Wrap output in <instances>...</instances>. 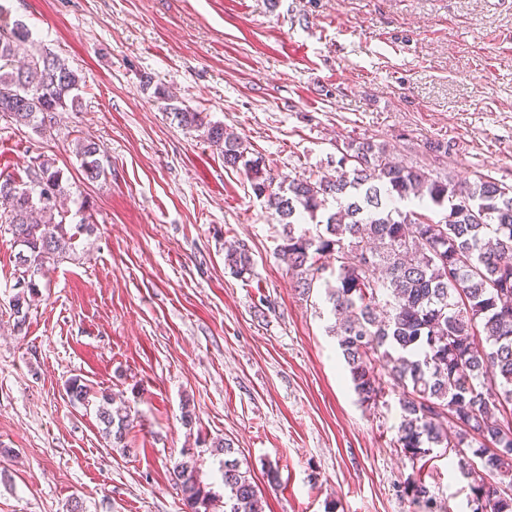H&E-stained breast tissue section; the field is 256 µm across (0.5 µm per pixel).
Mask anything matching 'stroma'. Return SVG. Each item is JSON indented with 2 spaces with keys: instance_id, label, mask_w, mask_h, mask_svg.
I'll return each instance as SVG.
<instances>
[{
  "instance_id": "1",
  "label": "stroma",
  "mask_w": 512,
  "mask_h": 512,
  "mask_svg": "<svg viewBox=\"0 0 512 512\" xmlns=\"http://www.w3.org/2000/svg\"><path fill=\"white\" fill-rule=\"evenodd\" d=\"M7 5L83 84L80 111L45 132L0 119V174L55 158L94 224L20 330L17 249L0 224V512H183L173 466L190 451L223 495L220 440L264 512H422L403 492L398 390L359 403L323 289L302 299L244 168L169 108L224 124L280 180L333 172L345 142L371 137L430 175L512 186V0ZM83 138L105 169L92 184L74 155ZM230 244L248 248L250 276L225 265ZM75 375L126 409L124 447L71 405ZM420 476L438 504L470 512V481L443 449Z\"/></svg>"
}]
</instances>
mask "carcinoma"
Wrapping results in <instances>:
<instances>
[{
	"label": "carcinoma",
	"instance_id": "cac0c4a2",
	"mask_svg": "<svg viewBox=\"0 0 512 512\" xmlns=\"http://www.w3.org/2000/svg\"><path fill=\"white\" fill-rule=\"evenodd\" d=\"M23 23L10 21L0 3V118L46 129L58 111L77 112L81 77L64 60L32 46L16 63L18 46L30 41ZM174 118L203 131L221 149L224 166L244 167L254 194L266 199L282 226L279 256L302 295L323 279L322 259L336 256L326 281L332 332L362 404L385 396L383 376L402 389L397 444L411 461L448 448L470 479L472 512H512V492L495 478L512 473V188L489 176L472 182L433 178L391 161L384 145L351 140L336 161V175H302L278 185L261 157L220 123L200 112L170 107ZM86 180L105 175L93 141L77 143ZM70 184L52 157L37 156L26 179L0 176V213L20 246L21 278L12 297L15 326L22 328L38 295L40 279L70 250L73 231L90 229L92 216L68 222L64 201ZM415 198L445 210L433 222L398 203ZM336 212L318 219L329 202ZM225 263L238 277L252 272L243 247L227 250ZM70 403L94 407L112 446L124 445L126 417L110 399H93L78 376L65 383ZM224 451V512H263L259 487L241 462ZM171 480L186 512H217V499L200 480L196 463H177ZM424 512H439L424 481L409 476L404 487Z\"/></svg>",
	"mask_w": 512,
	"mask_h": 512
}]
</instances>
